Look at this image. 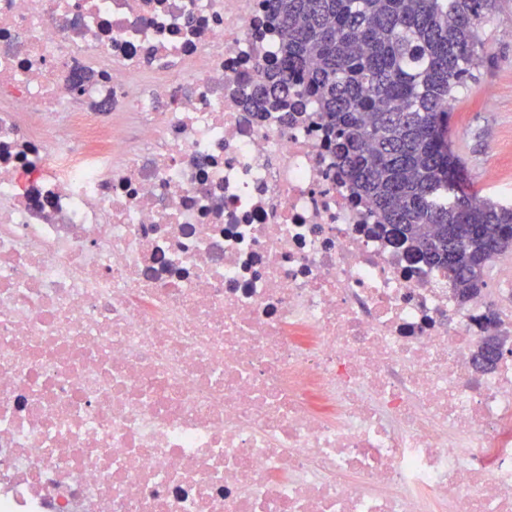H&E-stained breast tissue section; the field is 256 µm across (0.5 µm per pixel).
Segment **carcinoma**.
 <instances>
[{
  "label": "carcinoma",
  "instance_id": "cac0c4a2",
  "mask_svg": "<svg viewBox=\"0 0 512 512\" xmlns=\"http://www.w3.org/2000/svg\"><path fill=\"white\" fill-rule=\"evenodd\" d=\"M287 37L262 76L277 106L302 85L340 164L413 259L448 269L461 300L512 251V202L468 189L448 140L450 103L475 79L493 0H267Z\"/></svg>",
  "mask_w": 512,
  "mask_h": 512
}]
</instances>
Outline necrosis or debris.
Segmentation results:
<instances>
[{"instance_id": "obj_1", "label": "necrosis or debris", "mask_w": 512, "mask_h": 512, "mask_svg": "<svg viewBox=\"0 0 512 512\" xmlns=\"http://www.w3.org/2000/svg\"><path fill=\"white\" fill-rule=\"evenodd\" d=\"M284 38L0 0V512H512V266L406 259L313 101L261 107Z\"/></svg>"}]
</instances>
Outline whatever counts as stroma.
Instances as JSON below:
<instances>
[{
  "label": "stroma",
  "instance_id": "1",
  "mask_svg": "<svg viewBox=\"0 0 512 512\" xmlns=\"http://www.w3.org/2000/svg\"><path fill=\"white\" fill-rule=\"evenodd\" d=\"M481 37L483 63L452 103L448 138L464 149L471 189L501 199L512 187V0L487 10Z\"/></svg>",
  "mask_w": 512,
  "mask_h": 512
}]
</instances>
